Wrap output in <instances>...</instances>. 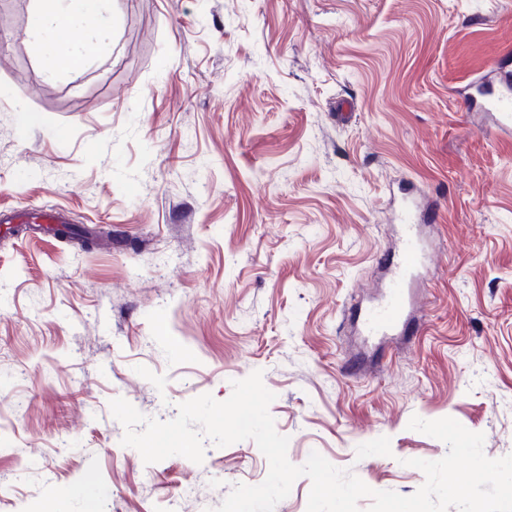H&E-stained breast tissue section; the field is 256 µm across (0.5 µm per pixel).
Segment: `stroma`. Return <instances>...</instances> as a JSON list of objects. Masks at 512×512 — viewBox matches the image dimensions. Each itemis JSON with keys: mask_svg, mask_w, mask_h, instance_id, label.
Segmentation results:
<instances>
[{"mask_svg": "<svg viewBox=\"0 0 512 512\" xmlns=\"http://www.w3.org/2000/svg\"><path fill=\"white\" fill-rule=\"evenodd\" d=\"M0 512L89 481L99 512H214L256 443L144 463L109 403L173 419L263 373L287 457L414 494L456 419L512 454V139L461 93L512 48V0H108L111 43L41 77L32 0H0ZM35 112L39 124L24 120ZM434 203L416 323L375 346L403 189ZM0 223L3 224H56L51 229L56 231L63 229L64 224H70L67 217L60 212L32 211L17 214H3L0 212Z\"/></svg>", "mask_w": 512, "mask_h": 512, "instance_id": "stroma-1", "label": "stroma"}]
</instances>
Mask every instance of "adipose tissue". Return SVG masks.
<instances>
[{"label":"adipose tissue","mask_w":512,"mask_h":512,"mask_svg":"<svg viewBox=\"0 0 512 512\" xmlns=\"http://www.w3.org/2000/svg\"><path fill=\"white\" fill-rule=\"evenodd\" d=\"M107 0H33L28 36L44 58L42 75L75 72L96 55L112 36L105 17ZM83 31V39L68 33Z\"/></svg>","instance_id":"obj_1"}]
</instances>
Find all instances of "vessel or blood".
I'll return each instance as SVG.
<instances>
[{"label": "vessel or blood", "mask_w": 512, "mask_h": 512, "mask_svg": "<svg viewBox=\"0 0 512 512\" xmlns=\"http://www.w3.org/2000/svg\"><path fill=\"white\" fill-rule=\"evenodd\" d=\"M499 87L482 91L483 106L495 116L501 133L512 135V70L500 66ZM398 219L406 228L405 236L395 260L389 261L391 279L386 285L382 300L369 308L361 317L363 331L371 336H387L402 327L411 311L413 281L425 265V250L416 231L423 217L410 198H402ZM67 217L59 212L32 211L17 214H0L3 224H67Z\"/></svg>", "instance_id": "obj_1"}]
</instances>
